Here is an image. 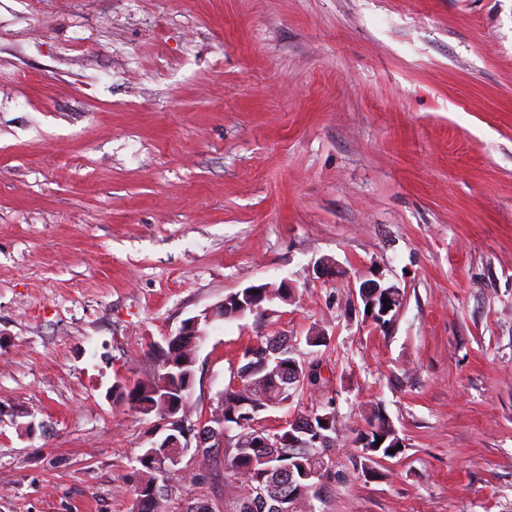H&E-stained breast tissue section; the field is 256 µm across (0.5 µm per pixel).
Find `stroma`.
Here are the masks:
<instances>
[{"label": "stroma", "mask_w": 512, "mask_h": 512, "mask_svg": "<svg viewBox=\"0 0 512 512\" xmlns=\"http://www.w3.org/2000/svg\"><path fill=\"white\" fill-rule=\"evenodd\" d=\"M284 280L208 325L189 421L285 336L320 383L269 426L336 410L316 512H512V0H0V512H131L161 434L113 383ZM366 280L400 290L387 327ZM378 406L402 449L369 479ZM168 486L239 492L192 447ZM269 284V283H265ZM282 282L279 285L275 284H269L272 285L274 288L271 287H265L263 284L261 285H252L246 288H262L260 296H255L252 299L246 298L244 295H239V303L237 305V309H243V316H245L247 313L249 314H259L262 311H264V304L273 302L274 300H279L280 296H284L288 294V288H291L290 284L284 282V288L281 287ZM292 289V288H291ZM266 296V297H265ZM267 296H273L272 300H268ZM264 297V298H262ZM283 302V301H282ZM254 307V311H251V307ZM224 300L208 312L201 314V316H195L185 320L175 335L168 336L167 339V348L170 345L172 348L180 345L184 340L189 339L192 342V345H197L195 351H197L200 343L204 340L206 336V331L202 328L203 326L208 325L214 318L219 317L224 319ZM197 338H200V342L197 341Z\"/></svg>", "instance_id": "35a3bbf8"}]
</instances>
